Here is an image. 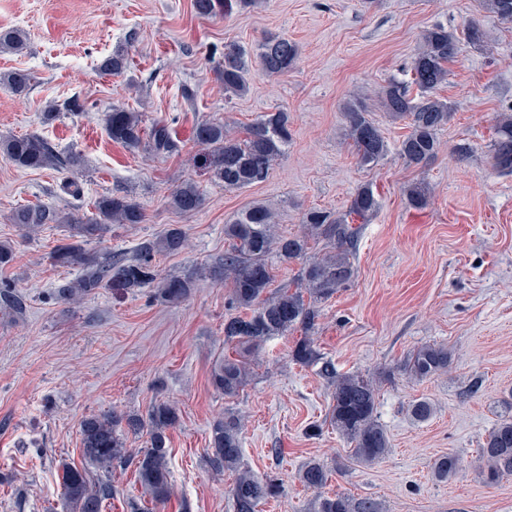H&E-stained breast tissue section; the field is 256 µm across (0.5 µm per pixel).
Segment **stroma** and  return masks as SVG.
<instances>
[{
  "label": "stroma",
  "mask_w": 512,
  "mask_h": 512,
  "mask_svg": "<svg viewBox=\"0 0 512 512\" xmlns=\"http://www.w3.org/2000/svg\"><path fill=\"white\" fill-rule=\"evenodd\" d=\"M473 21L484 47L464 40ZM437 24L461 44L439 89L452 105L439 151L419 168L399 154L408 121L389 118L379 93L409 73L422 33ZM12 28L28 47L0 53V72L32 81L22 95L0 88V137L41 136L79 154L81 165L21 169L0 156V241L17 251L0 281L28 297L23 315L0 311V512H65L61 464L80 458L81 421L114 408L143 416L158 399L176 407L179 423L168 442L173 495L155 512H234L236 475L208 460L211 425L228 410L244 419L243 468L283 484L259 512H314V490L296 478L312 458L329 470L325 493L372 499L381 512H512V476L486 483L476 462L488 431L512 411V175L498 174L491 159L498 120L512 110V23L483 0H258L216 17L198 16L192 0H0V30ZM270 33L298 45L293 69L277 77L252 70L248 95L225 100L215 72L225 43L248 47ZM117 51L127 70L102 73L101 61ZM68 99L74 111L45 119L51 102ZM353 101L387 140L378 164L362 165L346 135L344 106ZM118 107L147 125L166 120L178 152L155 156L112 141L103 118ZM279 109L290 116L291 141L268 179L225 189L205 165L196 126L221 122L240 134ZM73 180L76 196L65 188ZM185 180L203 195L188 214L170 203ZM417 182L428 188L421 209L405 193ZM365 186L379 207L353 221L351 280L318 304L311 337L319 362L293 360L302 329L272 337L234 397L211 383L215 363L235 352L224 341L228 284L201 279L176 304L155 300L150 288L110 286L64 304L54 288L76 272L49 259L63 225L25 238L12 221L33 206L91 218L99 196H130L145 223L113 225L99 247L131 252L181 225L187 248L156 258L165 277L214 264L228 247L225 222L250 205H266L279 234L296 235L308 210L346 212ZM428 344L447 347L448 370L414 379L405 360ZM327 364L378 379L377 417L391 442L381 461L353 462L330 426ZM419 399L435 407L428 421L409 413ZM448 454L460 466L437 481L433 463Z\"/></svg>",
  "instance_id": "stroma-1"
}]
</instances>
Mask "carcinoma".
<instances>
[{"label": "carcinoma", "mask_w": 512, "mask_h": 512, "mask_svg": "<svg viewBox=\"0 0 512 512\" xmlns=\"http://www.w3.org/2000/svg\"><path fill=\"white\" fill-rule=\"evenodd\" d=\"M255 0H193L196 14L215 17L241 10ZM486 8L501 20L512 22V0H486ZM27 48L25 35L19 30L0 32V53L21 52ZM458 54V39L442 25L424 31L421 47L411 62L413 83L420 91L414 97L408 85L392 78L384 87L379 103L383 111L395 120L407 119L411 131L401 141L399 153L415 167L425 166L438 151L437 133L448 120L451 107L438 96V89L448 77V62ZM299 56L298 45L279 35H267L253 50L235 42L224 45L218 75L224 82L226 98L242 97L249 91L252 63L267 75L288 72ZM104 71L120 74L127 68L122 53L106 57L100 65ZM31 76L23 71L0 72V84L17 94L30 87ZM348 137L360 162L376 164L388 152V144L380 127L370 118L361 103L345 107ZM105 126L112 140L131 149L144 148L155 155H170L178 151L168 125L158 120L150 129L142 125L137 112L114 108L106 114ZM497 138L492 149L494 168L502 174H512V117L502 116L496 128ZM196 140L207 149L208 167L214 178L226 189H241L267 180L273 161L281 156L291 140L289 115L284 110L265 112L251 123L242 137L230 134L226 125L204 122L197 126ZM0 154L19 168L71 170L80 166L75 153H62L38 135L9 137L0 140ZM408 203L415 208L427 205V188L414 183L406 190ZM202 202L198 187L182 182L171 193L172 206L181 213H190ZM378 201L366 186L353 197L345 214L321 208L309 210L303 220V230L293 236L273 232L274 213L263 204H255L231 217L224 224V237L230 249L208 268H194L169 277H159L155 257L161 253L181 251L186 234L178 225L169 226L155 240H144L132 257L103 252L91 246L114 224H142V207L119 195H104L95 203L98 218L85 220L73 213L49 207H29L13 216L27 234L44 224H65L67 235L50 253L54 264L75 268L78 276L57 285L59 300L66 304L80 302L98 288L117 284L129 290L153 287L155 298L169 304L184 300L195 288L196 281L209 275L222 277L230 285L228 303L244 314L224 320V340L243 347L238 357H224L211 374L213 386L227 397L236 396L247 384L252 371L248 355L258 352L274 336H282L298 327L310 331L315 326L318 310L315 303L332 297L352 277L349 249L357 232L349 217L366 218L376 211ZM328 239L335 251L310 261L302 268L300 283L293 290L270 292L274 279L269 255L282 264H290L307 254L310 241ZM27 308V297L8 282L0 284V309L20 315ZM313 339L305 335L295 344V361L309 365L317 360ZM448 349L440 345H423L410 355L405 366L415 378L422 380L448 370ZM335 392L329 411L330 425L351 445V457L359 463L371 464L388 454L391 445L382 424L377 420L378 386L376 380L357 374L340 375L333 380ZM178 421L176 408L167 401L152 404L143 419L134 414L115 410L90 415L80 424V454L82 464L63 465L62 489L66 512H103L112 499V483L91 476L89 462L103 475L115 466L132 465L144 500H131L130 512H145L147 504L162 505L172 496L168 457V432ZM148 435L142 448H128L124 431ZM241 418L226 412L211 427L209 462L218 471L237 473L231 488L235 512H258L261 504L278 497L282 485L275 478L260 480L241 469ZM479 468L488 483L512 475V415L502 417L488 433L479 448ZM459 466L453 455L435 460L434 476L440 481L452 477ZM307 489L318 490L326 485L328 471L319 460L308 461L298 473ZM316 512H379L377 503L369 498L355 499L343 493L321 495Z\"/></svg>", "instance_id": "carcinoma-1"}]
</instances>
